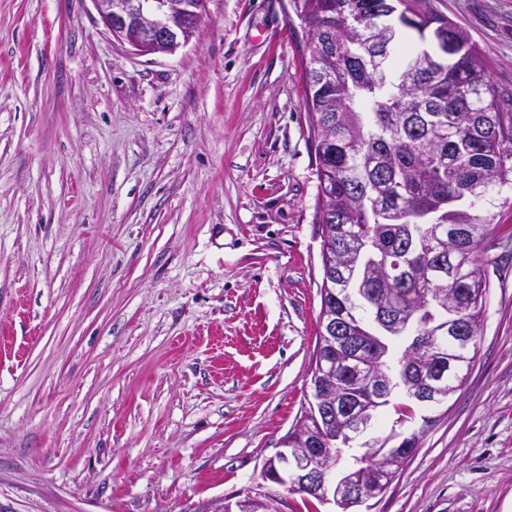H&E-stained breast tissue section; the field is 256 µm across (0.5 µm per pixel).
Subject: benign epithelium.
<instances>
[{
	"mask_svg": "<svg viewBox=\"0 0 512 512\" xmlns=\"http://www.w3.org/2000/svg\"><path fill=\"white\" fill-rule=\"evenodd\" d=\"M106 30L127 45L139 56L173 53L189 42L205 11L207 0H155L147 8L143 0H91ZM382 248L377 241L362 243L350 253L346 265L353 275L346 285L345 309L353 320L342 324L336 315L323 314L321 334L326 345L337 352L343 363L354 360L352 329L374 335L385 334L399 338L410 336L409 346L421 349L431 343L430 353L435 367L445 363L443 341L448 333V319L457 317L460 302L442 291L434 293L425 310L429 317V335L415 336L411 319L402 317L399 307L392 300L376 303L369 284L373 278L387 271L380 260ZM388 348L378 343L375 351L377 373L361 381L365 396L349 391H336V371L320 368L310 378L312 400L310 415L313 422L306 425L290 444L283 446L268 459L262 469V478L278 486H292L314 497L323 504H332L337 512H360L359 507L376 498L387 486L390 478L403 467L406 455L402 444L406 437L392 434L394 445L379 454L378 472L369 475L367 468L358 465H340L338 448H348L359 441L361 447H372L370 431L379 409L390 404V397L397 387L405 396L416 402L433 400L438 396L429 366L407 354L400 358L397 379L382 369ZM275 496L269 492L247 491L234 502L225 499L211 512H277L273 508Z\"/></svg>",
	"mask_w": 512,
	"mask_h": 512,
	"instance_id": "obj_1",
	"label": "benign epithelium"
}]
</instances>
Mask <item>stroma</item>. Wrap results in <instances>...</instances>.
<instances>
[{
  "instance_id": "35a3bbf8",
  "label": "stroma",
  "mask_w": 512,
  "mask_h": 512,
  "mask_svg": "<svg viewBox=\"0 0 512 512\" xmlns=\"http://www.w3.org/2000/svg\"><path fill=\"white\" fill-rule=\"evenodd\" d=\"M512 99V0H424ZM291 0L138 56L91 0H0V512H209L311 397L318 182ZM464 385L361 512H512V184Z\"/></svg>"
}]
</instances>
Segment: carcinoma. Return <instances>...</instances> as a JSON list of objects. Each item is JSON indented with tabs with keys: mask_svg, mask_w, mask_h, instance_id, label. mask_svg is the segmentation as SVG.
I'll return each mask as SVG.
<instances>
[{
	"mask_svg": "<svg viewBox=\"0 0 512 512\" xmlns=\"http://www.w3.org/2000/svg\"><path fill=\"white\" fill-rule=\"evenodd\" d=\"M391 0H294L296 16L312 25L340 28L356 13L387 9ZM409 22L389 33L377 28L342 38L336 51H319L323 74L306 67L305 102L317 161L319 191L335 197V205L317 208L323 262L364 238L386 242L389 261L398 270L373 285L374 294L394 298L418 323L428 295L438 287L461 298L466 348L448 340L451 368L441 378L440 391H456L464 383L480 333L487 281L478 267V248L488 237L490 219L476 212L478 203L512 175V113L501 110L490 80L489 64L451 21L419 9L416 0H397ZM436 24L448 33V63L422 47L394 58L396 44L407 31L424 41V30ZM423 112L442 114V125L419 126ZM377 188L383 200L414 212L445 213L442 224L419 225L420 249L433 255L441 236L448 246V278L408 270L398 222L381 224L382 216L358 202L361 192ZM350 223L338 224L343 209ZM342 277L335 290L320 287L321 311L341 316Z\"/></svg>",
	"mask_w": 512,
	"mask_h": 512,
	"instance_id": "cac0c4a2",
	"label": "carcinoma"
}]
</instances>
